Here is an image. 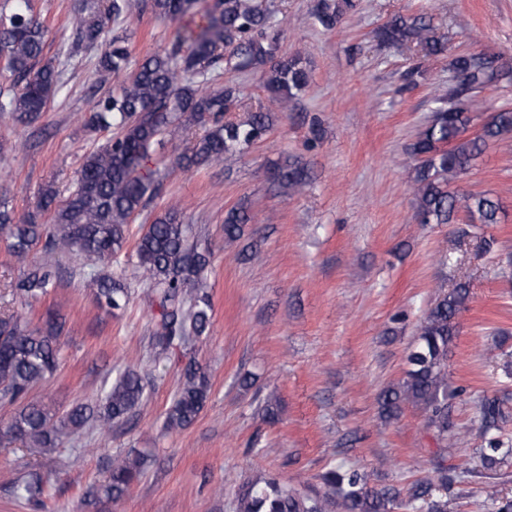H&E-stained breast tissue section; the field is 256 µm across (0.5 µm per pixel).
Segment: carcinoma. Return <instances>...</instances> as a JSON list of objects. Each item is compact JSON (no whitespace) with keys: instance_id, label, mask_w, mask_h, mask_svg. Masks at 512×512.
Listing matches in <instances>:
<instances>
[{"instance_id":"carcinoma-1","label":"carcinoma","mask_w":512,"mask_h":512,"mask_svg":"<svg viewBox=\"0 0 512 512\" xmlns=\"http://www.w3.org/2000/svg\"><path fill=\"white\" fill-rule=\"evenodd\" d=\"M146 0L158 18L176 20L199 17L177 31L170 49L146 58L131 71L119 92L90 101L86 126L93 130H118L99 150L84 159L75 188L68 199L56 204L57 191L41 189L38 209L48 213V223L39 224L31 215L15 223L6 203H0V232L10 240L13 256L27 264L13 293L26 302L47 292L56 279L55 269L29 260L31 252L76 251L99 260L119 254L126 243L131 219L156 192L151 177L142 173L150 150L164 144V134L186 119L205 127L203 136L183 157V164H219L224 156L242 151L262 140L273 124L271 111L258 110L244 121L224 120L240 101V91L231 83L209 91L204 85L215 79L213 71H255L272 103L281 109L304 91L310 75L298 55L279 53V34L270 13L254 0ZM131 8L130 0H83L72 27L79 45L103 47L100 68L106 72L126 69L129 52L118 39H109L106 19H119ZM355 0H316L313 14L317 23L333 29L344 15L356 10ZM386 44L410 43L422 57H439L447 52V40L437 35L431 18L424 14H398L377 32ZM48 28L34 13L31 0H16L13 11L0 15V57L7 70L19 78L17 89L0 101V112H10L17 121L29 124L63 88L62 74L67 60L42 62ZM455 74L464 75L457 85L436 89L432 96V119L418 133L410 147L417 158L412 178L417 195L416 217L421 224H450L459 203L471 221L497 223L498 203L487 195L465 199L450 190L458 177L489 147L512 138V110H500L488 117L482 132L465 137L471 113L480 108L473 92L508 73H497L486 57L461 53L450 62ZM274 178L282 188L305 184L302 168L290 165L278 169ZM250 217L243 208L224 216V235L240 237ZM191 225L185 224L177 209L170 208L155 218L136 243V268L158 308L153 336L157 354L165 355L204 335L211 324L212 303L203 292L209 258L190 241ZM99 305L119 308L128 301V291L109 277L94 280ZM470 301L468 284L459 283L437 297L420 320L415 345L409 351L407 369L397 383L378 396L380 416L396 419L403 405L411 403L427 415L428 425L440 442H448L452 428V400L462 389L448 382V353L456 336V318ZM63 324L48 318L44 326L32 325L26 315L0 317V403L15 407L8 432L42 453L52 452L62 439L88 423L102 433L128 417L139 407L146 386L154 375L135 369L124 371L104 391L96 404L77 405L58 417L45 406L27 401V395L52 374L58 364V337ZM181 386L167 413L171 429L193 424L210 396L208 374L194 360L182 368ZM504 402L497 397L481 400L478 429L484 436L479 451L482 470L497 474L512 459V441L502 438L507 423ZM141 455L116 456L110 461L102 485L104 494L117 502L142 475ZM472 469L448 467L443 459L433 464V478L420 481L409 490L417 512H452L448 489L464 482ZM17 488L35 504L51 489L50 478L31 472L19 479ZM488 512H512V497L499 495L489 483L483 490ZM399 492L389 486H369L367 476L355 469L331 467L318 483L299 486L269 478L246 483L238 491L239 512H390Z\"/></svg>"}]
</instances>
